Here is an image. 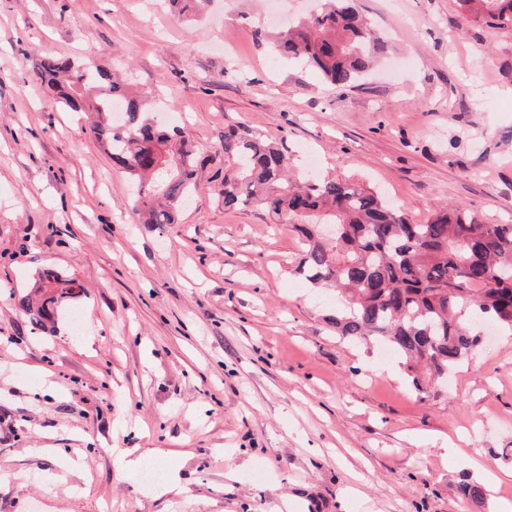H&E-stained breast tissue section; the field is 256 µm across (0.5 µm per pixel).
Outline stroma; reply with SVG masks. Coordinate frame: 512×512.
Instances as JSON below:
<instances>
[{
    "label": "stroma",
    "mask_w": 512,
    "mask_h": 512,
    "mask_svg": "<svg viewBox=\"0 0 512 512\" xmlns=\"http://www.w3.org/2000/svg\"><path fill=\"white\" fill-rule=\"evenodd\" d=\"M316 0H0V512H496L512 502V333L418 392L379 338L329 323L335 291L256 207L225 209L224 132L293 167L380 188L415 222L466 204L512 221V28L458 0H357L388 55L342 89L273 57L257 31ZM91 59L147 95L198 152L173 224H137L132 180L84 113L28 74ZM52 270L79 297L33 325ZM144 457L181 494L141 481ZM483 491L481 503L460 488Z\"/></svg>",
    "instance_id": "35a3bbf8"
}]
</instances>
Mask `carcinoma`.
Instances as JSON below:
<instances>
[{
    "label": "carcinoma",
    "mask_w": 512,
    "mask_h": 512,
    "mask_svg": "<svg viewBox=\"0 0 512 512\" xmlns=\"http://www.w3.org/2000/svg\"><path fill=\"white\" fill-rule=\"evenodd\" d=\"M467 17L493 27L512 26V0H459ZM279 59L317 71L346 87L387 50V42L356 8L355 0H322L320 10L272 43ZM33 79L69 112H92L97 137L112 161L139 181L131 212L137 224H173L195 186L198 161L184 130L158 122L145 100L112 73L72 58L47 56ZM226 209L262 208L302 243L297 273L321 288L346 292L329 316L336 332L359 340L380 336L404 358L416 388L417 368L440 375L456 368L478 345L462 320L477 313L512 330V224H486L462 205L414 223L381 193L342 178L293 180L284 149L246 132L224 133ZM339 232L327 241L320 225ZM47 297L18 299L39 321L75 298V282L48 274Z\"/></svg>",
    "instance_id": "carcinoma-1"
}]
</instances>
